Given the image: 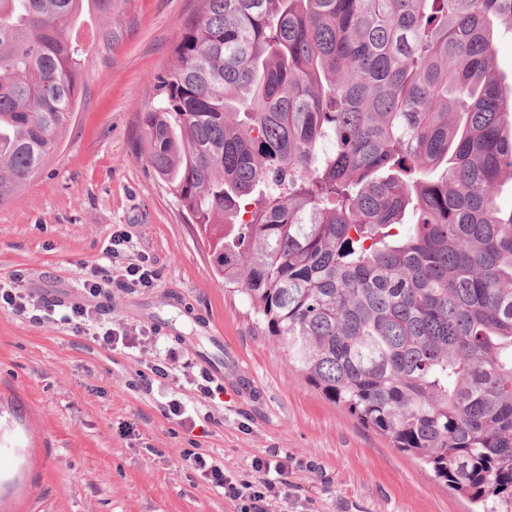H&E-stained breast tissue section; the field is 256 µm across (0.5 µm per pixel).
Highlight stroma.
I'll list each match as a JSON object with an SVG mask.
<instances>
[{"instance_id":"stroma-1","label":"stroma","mask_w":512,"mask_h":512,"mask_svg":"<svg viewBox=\"0 0 512 512\" xmlns=\"http://www.w3.org/2000/svg\"><path fill=\"white\" fill-rule=\"evenodd\" d=\"M200 0H112L84 11L78 107L58 152L0 206V284L99 311L131 347L82 327L0 308V512H237L182 462L197 448L232 476L257 458L288 461L279 512H472L421 462L328 401L263 336L136 142L138 115ZM129 238L111 253L115 230ZM148 256L152 287L92 298L91 266ZM224 363L211 396L193 384L199 353ZM165 367L159 376L157 367ZM184 404L194 421L167 413Z\"/></svg>"}]
</instances>
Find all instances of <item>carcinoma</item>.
Segmentation results:
<instances>
[{
  "mask_svg": "<svg viewBox=\"0 0 512 512\" xmlns=\"http://www.w3.org/2000/svg\"><path fill=\"white\" fill-rule=\"evenodd\" d=\"M200 2L139 115L147 168L312 386L512 512V0ZM89 3L112 14L0 0V206L72 121ZM494 64L504 88L512 84V33L500 29L496 33Z\"/></svg>",
  "mask_w": 512,
  "mask_h": 512,
  "instance_id": "cac0c4a2",
  "label": "carcinoma"
}]
</instances>
